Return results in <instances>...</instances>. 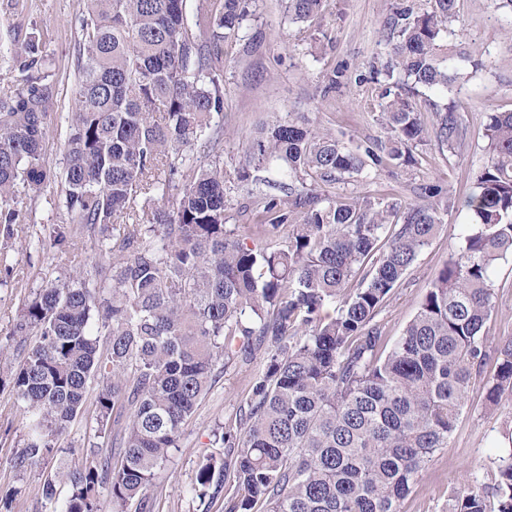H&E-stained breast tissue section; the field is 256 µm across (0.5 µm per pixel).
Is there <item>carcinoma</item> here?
Instances as JSON below:
<instances>
[{
  "label": "carcinoma",
  "mask_w": 512,
  "mask_h": 512,
  "mask_svg": "<svg viewBox=\"0 0 512 512\" xmlns=\"http://www.w3.org/2000/svg\"><path fill=\"white\" fill-rule=\"evenodd\" d=\"M186 22V0H84L75 106L60 116L65 166L46 161L53 84L39 68L32 28L11 59L21 77L0 97V253L24 233L21 194L60 182L68 217L52 245L75 253L97 242V277L50 281L23 303L10 332L38 341L10 374L28 439L22 469L61 445L88 399L95 422L117 426L118 462L91 461L47 478V512H154L156 472L178 447L196 406L240 356L263 351L235 414L213 430L191 492L224 494L225 512H401V503L448 438L488 349L497 354L487 401L512 394V337L494 341L491 275L512 257V112H492L488 160L467 207L463 244L430 283L393 343L375 317L399 287L444 214L428 184L418 199L345 204L318 181L414 162L410 146L451 147L459 122L448 107L427 126L411 86L444 93L466 49L456 0L408 8L387 39L393 81L380 120L387 139L351 147L305 118L263 127L237 169L286 166L288 199L269 197L243 232L224 224V166L196 167L194 148L215 149L224 110V38L247 0ZM325 0H287L290 20H312ZM190 180L164 207L175 180ZM112 235H107V232ZM362 274L356 288L349 282ZM499 479L448 489V512H512V448L493 459ZM68 486L59 499L57 483ZM109 500L100 499V489Z\"/></svg>",
  "instance_id": "obj_1"
}]
</instances>
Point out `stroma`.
<instances>
[{"label":"stroma","mask_w":512,"mask_h":512,"mask_svg":"<svg viewBox=\"0 0 512 512\" xmlns=\"http://www.w3.org/2000/svg\"><path fill=\"white\" fill-rule=\"evenodd\" d=\"M414 14L432 11L434 0H327L323 13L303 26L292 24L285 0H252L241 27L224 41V114L213 122L224 130L217 150L195 152L198 166L214 160L224 164L228 228L250 224L269 196L286 197L289 178L279 163L255 169L249 188L236 178L240 158L258 127L309 117L314 125L330 130L346 142L385 139L379 121L386 61L388 24L399 8ZM83 0H0V91H8L18 77L9 59L10 48L30 28L44 34L45 70L56 88L53 115L71 111L77 79L76 50L80 39L78 17ZM479 68H464L447 94L422 90L415 100L424 119L434 105H454L462 127L455 147L427 140L412 146L413 164H388L380 169L342 176L323 184L322 193L348 202L369 196L389 203L414 199L418 188L437 184L448 214L428 247L408 270L376 320L388 340L401 335L424 298L430 281L460 244L461 225L472 218L465 201L487 162L486 124L489 113L512 111V10L499 0H457ZM341 73V83L329 88L328 79ZM56 248L32 244L13 251L9 261L14 276L0 274V360L18 363L22 346L10 335L21 307L46 281L65 279L69 271L56 258ZM494 311L489 323L495 337L512 336V257L500 261L491 277ZM263 364L262 354L229 366L220 382L199 401L185 427L179 446L161 468L150 489L155 512H224L223 499L202 507L189 491L200 461L211 454L212 431L241 401L252 373ZM488 359L481 378L470 384L464 410L445 448L422 473L401 504V512H448L449 486L479 480L494 484L493 459L498 441L512 430V396L496 407L486 404L485 377L495 370ZM27 432L9 381L0 382V512H45L43 483L60 463L83 461L87 448L98 447L101 459L113 453L111 438L96 434L95 410L86 405L69 427L60 452L39 464L19 470L12 460L24 447Z\"/></svg>","instance_id":"obj_1"}]
</instances>
